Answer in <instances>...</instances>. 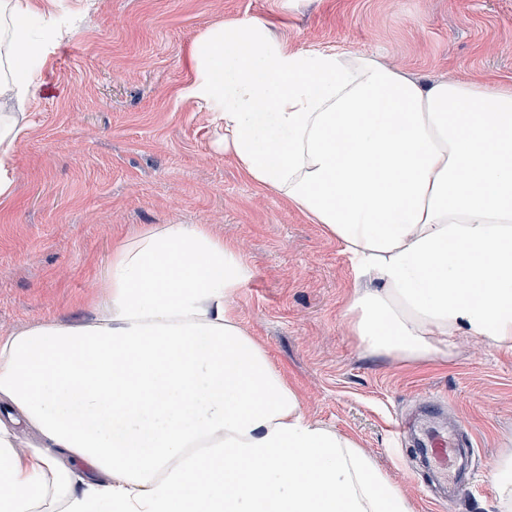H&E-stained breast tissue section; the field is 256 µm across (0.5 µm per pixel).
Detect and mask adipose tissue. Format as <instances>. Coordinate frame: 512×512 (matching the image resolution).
I'll return each instance as SVG.
<instances>
[{
	"instance_id": "obj_1",
	"label": "adipose tissue",
	"mask_w": 512,
	"mask_h": 512,
	"mask_svg": "<svg viewBox=\"0 0 512 512\" xmlns=\"http://www.w3.org/2000/svg\"><path fill=\"white\" fill-rule=\"evenodd\" d=\"M51 19L0 0V202L48 54L31 27ZM190 62L184 96L214 112L215 151L343 244L361 346L512 348V85L308 56L249 21L208 27ZM251 276L207 225L159 224L113 247L92 320L0 336V512H413L242 326Z\"/></svg>"
}]
</instances>
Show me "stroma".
<instances>
[{
    "label": "stroma",
    "mask_w": 512,
    "mask_h": 512,
    "mask_svg": "<svg viewBox=\"0 0 512 512\" xmlns=\"http://www.w3.org/2000/svg\"><path fill=\"white\" fill-rule=\"evenodd\" d=\"M56 38L0 203V335L84 322L113 245L158 224H205L242 244L253 277L234 305L311 419L355 439L414 512H500L512 448V349L460 340L448 360L360 348L343 325L355 272L342 245L215 152V115L185 100L194 39L261 22L311 54L362 50L421 76L512 84V0H57ZM475 438L462 491L428 470L432 417ZM411 427L396 437L397 419ZM496 482L501 512L512 511V449L497 461Z\"/></svg>",
    "instance_id": "35a3bbf8"
}]
</instances>
